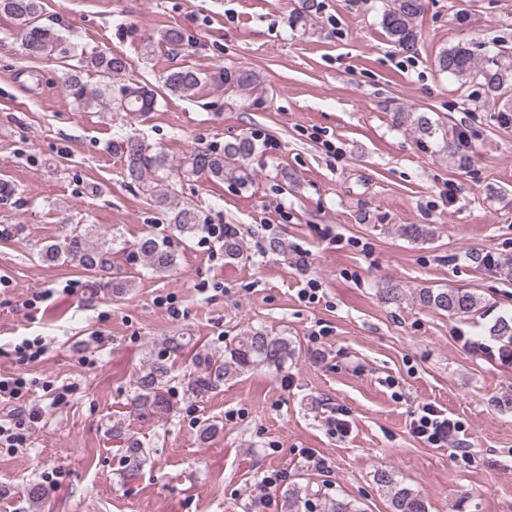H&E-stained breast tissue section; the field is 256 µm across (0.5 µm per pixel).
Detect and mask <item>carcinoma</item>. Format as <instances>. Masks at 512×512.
<instances>
[{"label":"carcinoma","instance_id":"obj_1","mask_svg":"<svg viewBox=\"0 0 512 512\" xmlns=\"http://www.w3.org/2000/svg\"><path fill=\"white\" fill-rule=\"evenodd\" d=\"M382 27L389 41L405 52H411L418 43L417 17L423 12L422 0H385ZM42 0H0V15L14 21L16 35L20 38L25 54L32 59L56 60L65 69L64 88L68 96L79 104L93 100L103 101L102 110L107 120L115 123L131 115H144L156 104L154 94L141 88L116 86L113 78L127 68V60L118 53L98 52L84 54L78 46L54 30L39 23ZM160 41L177 51L185 45L184 33L170 27L160 34ZM442 72L473 83L482 89L486 101L500 112H512V46L500 41L498 52L492 56L481 51L479 45L461 42L442 51L437 60ZM87 71L96 73L98 87L91 88L84 81ZM201 74L193 69L176 67L162 76L163 91L170 95H183L201 83ZM258 75L246 69L224 71V83L239 89L256 85ZM400 125L412 127L422 138H430L436 124L427 112H398ZM110 152L123 159V178L126 184L138 186L151 198L156 208L165 216L168 227L184 238L202 232L199 210L191 204L180 207L171 205L173 186L169 174L177 170L186 178H204L209 181L241 180L249 162L259 153L258 138L244 133L224 143L220 149H194L179 164L172 165L162 151L150 150L136 135H126L112 141ZM399 232L412 240H426L434 231L421 224H402ZM113 241H90L89 232L79 226L69 228L64 241L42 246L38 257L44 262L65 260L93 277L112 274ZM136 253L155 272H166L177 264V253L172 249L167 235L150 229L135 245ZM224 259L241 262L248 259L231 225H224L221 241ZM419 300L428 307L450 316H469L483 308L477 293L463 288L422 289ZM490 340L500 344L502 353L512 357V317L501 316L488 328ZM190 341L182 336H171L156 357L143 363L133 382L128 408L136 416L166 414L171 410L169 400L171 383L177 361L186 356ZM294 354L292 341L286 336H273L263 328H252L224 343V355L198 351L191 358V370L181 381L191 394L203 397L241 375L260 367L281 368ZM112 438L123 442L120 446L123 463L122 481L137 480L147 459L142 441L130 435L125 426V415L112 416ZM377 481L388 488L394 512H428L424 498L414 490L395 482L392 473L382 471ZM322 512H361L352 502L336 497L320 500V490L308 483L286 490L282 508L284 512H309L314 507Z\"/></svg>","mask_w":512,"mask_h":512}]
</instances>
